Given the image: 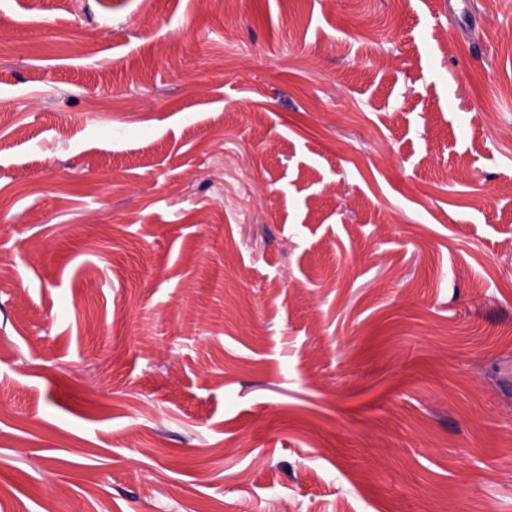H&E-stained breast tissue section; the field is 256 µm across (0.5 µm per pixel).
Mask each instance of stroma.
Returning a JSON list of instances; mask_svg holds the SVG:
<instances>
[{"label": "stroma", "instance_id": "35a3bbf8", "mask_svg": "<svg viewBox=\"0 0 512 512\" xmlns=\"http://www.w3.org/2000/svg\"><path fill=\"white\" fill-rule=\"evenodd\" d=\"M0 512H512V0H0Z\"/></svg>", "mask_w": 512, "mask_h": 512}]
</instances>
